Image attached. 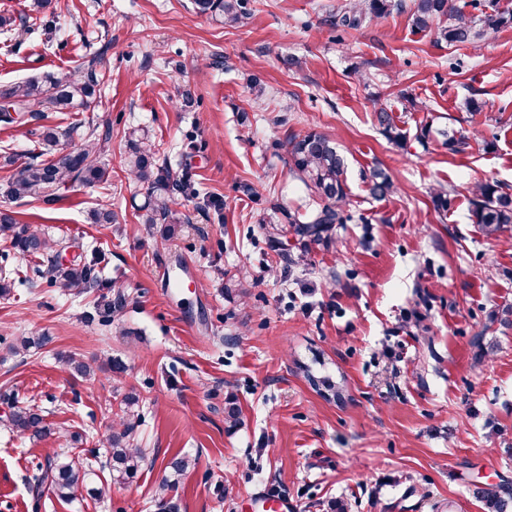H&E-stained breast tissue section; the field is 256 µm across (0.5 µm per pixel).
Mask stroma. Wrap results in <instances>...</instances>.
<instances>
[{
	"label": "stroma",
	"instance_id": "obj_1",
	"mask_svg": "<svg viewBox=\"0 0 512 512\" xmlns=\"http://www.w3.org/2000/svg\"><path fill=\"white\" fill-rule=\"evenodd\" d=\"M32 2L0 0V90L74 75L92 56L103 79L88 111L0 129V210L68 237L65 260L99 258L101 286L77 295L35 277L0 297V512H32V463L47 452L107 461L102 440L129 395L137 475L101 500L44 491L42 512H159L163 499L178 512H268L269 494L295 512L338 500L348 512H487L477 488L512 489V231L485 237L471 212L475 183L512 188V25L476 49L398 10L330 27L344 0H249L241 28L191 0H49L38 13ZM378 105L407 148L380 133ZM77 120L89 140L111 131L110 179L62 185L50 205L9 197L21 164L55 155L43 131ZM429 122L467 148L418 142ZM133 130L198 191L176 195L173 238L143 223L147 190L124 169ZM309 130L339 145L353 215L319 242L288 222L314 205L286 165L289 139ZM376 167L396 186L381 200ZM103 204L117 223L92 222ZM104 295L124 298L109 325L92 317ZM32 333L40 343L14 352ZM71 354L91 379L65 369ZM229 396L241 425L225 418ZM18 406L42 409L51 436L12 432ZM184 454L195 465L162 489Z\"/></svg>",
	"mask_w": 512,
	"mask_h": 512
}]
</instances>
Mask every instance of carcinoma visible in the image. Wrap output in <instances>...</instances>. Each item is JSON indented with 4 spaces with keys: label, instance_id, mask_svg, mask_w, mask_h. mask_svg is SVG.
<instances>
[{
    "label": "carcinoma",
    "instance_id": "1",
    "mask_svg": "<svg viewBox=\"0 0 512 512\" xmlns=\"http://www.w3.org/2000/svg\"><path fill=\"white\" fill-rule=\"evenodd\" d=\"M457 0H346L339 13L329 17L333 27L358 29L374 18H381L392 10L409 9L412 26L419 30H435L437 40L450 45H477L498 29L512 24V14L485 12L467 21L445 24L458 13ZM194 9L202 15L223 19L225 25L239 27L247 23L250 12L245 0H193ZM96 60L88 62L78 75L66 79L47 77L29 80L0 90V123L18 127L24 117L33 112H71L88 109L94 101L98 77ZM375 119L380 133L389 141L404 146L407 135L396 125L383 107L375 108ZM82 122L74 123L68 131V142L64 143L54 158L48 162H29L14 175L8 184L7 194L13 199H32L45 204L57 201V190L69 182L81 184L104 183L108 180V169L99 163V157L108 149L112 139L110 131L102 138L75 145L72 140L81 138ZM129 150L125 157L128 174L146 186L147 201L144 223L165 225L164 234L175 235L177 221L173 218L171 192L176 190L186 196L196 194L188 180H177L164 168L157 165L155 152L147 137L133 130L129 133ZM289 173L303 183L312 196L319 200V207L312 211L298 210L288 214V223L294 226L301 238L321 240L335 224L351 220L346 212L347 179L343 156L336 143L317 131H308L292 137L288 147ZM370 192L375 197H384L394 189L393 181L386 170L375 168L369 175ZM472 215L486 236H495L505 228H512V192L500 185L478 183L474 187ZM0 235L11 238L12 247L19 258H37L47 266L49 283L64 291L86 292L99 287L95 262L63 264L57 261L64 250L61 240L48 237L29 226H20L13 215L0 211ZM138 398L129 396L125 400L126 420L112 426V433L105 437L110 448L107 466L112 476L122 481L136 474L144 461L142 452L130 442L132 420L139 419L136 410ZM8 427L20 434L46 437L51 434L43 416L32 407H19L12 412ZM95 474L93 462L83 465L65 462L58 455L47 454L37 465L33 476L35 489L34 509L40 507V488L51 486L57 499L71 502L77 493L87 488L88 480ZM489 512H508L512 496L502 495L495 485L480 491Z\"/></svg>",
    "mask_w": 512,
    "mask_h": 512
}]
</instances>
